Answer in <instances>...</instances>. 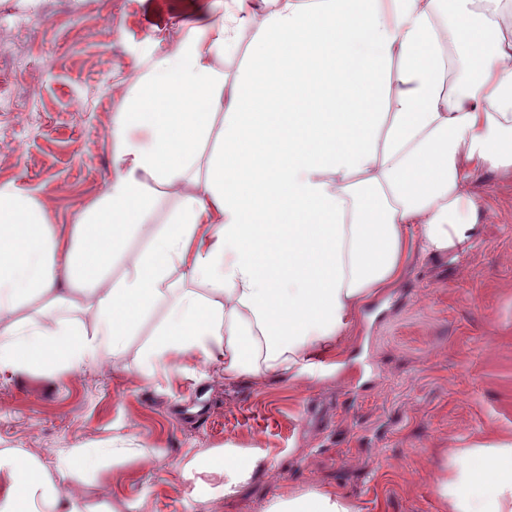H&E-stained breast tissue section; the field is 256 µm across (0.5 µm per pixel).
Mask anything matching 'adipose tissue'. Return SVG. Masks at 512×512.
Masks as SVG:
<instances>
[{
  "mask_svg": "<svg viewBox=\"0 0 512 512\" xmlns=\"http://www.w3.org/2000/svg\"><path fill=\"white\" fill-rule=\"evenodd\" d=\"M215 5L114 87L112 177L72 224L0 185V374L97 372L151 320L139 378L196 359L203 379H300L414 250L479 238L472 179L512 171V0ZM240 456L205 449L179 477L233 493L253 474ZM146 458L121 436L51 469L0 449V512H125L84 487ZM435 480L442 512H512V433L448 449ZM264 512L355 509L314 489Z\"/></svg>",
  "mask_w": 512,
  "mask_h": 512,
  "instance_id": "adipose-tissue-1",
  "label": "adipose tissue"
}]
</instances>
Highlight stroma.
Returning a JSON list of instances; mask_svg holds the SVG:
<instances>
[{
	"label": "stroma",
	"mask_w": 512,
	"mask_h": 512,
	"mask_svg": "<svg viewBox=\"0 0 512 512\" xmlns=\"http://www.w3.org/2000/svg\"><path fill=\"white\" fill-rule=\"evenodd\" d=\"M213 0H0V184L26 188L71 223L112 174V94L180 17ZM492 213L457 255L415 253L400 288L368 304L344 345V366L277 376H214L198 363L152 381L127 373L143 343L102 374L0 379V448L53 463L61 448L121 435L155 450L116 468L112 495L128 512H263L312 488L356 512H440L438 451L461 436L512 432V174L475 180ZM241 449L251 481L212 501L178 482L174 464L204 448Z\"/></svg>",
	"instance_id": "1"
}]
</instances>
